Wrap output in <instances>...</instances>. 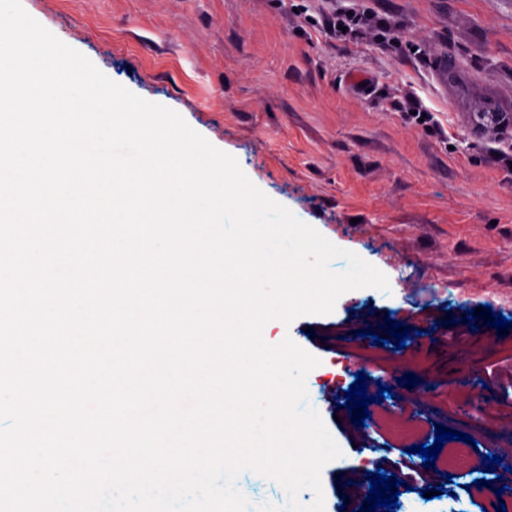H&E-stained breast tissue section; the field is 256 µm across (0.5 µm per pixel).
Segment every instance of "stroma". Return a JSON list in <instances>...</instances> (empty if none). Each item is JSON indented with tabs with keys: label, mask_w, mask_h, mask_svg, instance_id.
<instances>
[{
	"label": "stroma",
	"mask_w": 512,
	"mask_h": 512,
	"mask_svg": "<svg viewBox=\"0 0 512 512\" xmlns=\"http://www.w3.org/2000/svg\"><path fill=\"white\" fill-rule=\"evenodd\" d=\"M26 12L83 53L113 81L179 113L216 148L234 156L267 196L334 245L384 272L390 291L343 294L329 315L268 322L271 344L291 338L320 363L308 400L343 451L321 472L325 512L364 500L383 444L392 459L419 461L410 446L433 444L439 429L462 434L468 464L438 463L439 496H400L396 512H497L485 472L488 449L506 430L488 415L492 363L512 355V328L486 332L492 315L512 321V125L484 126L486 112L512 114V0H21ZM352 10L391 28L337 35L335 13ZM363 75L366 86L351 84ZM415 98L430 120L404 104ZM469 352L439 344L448 320L466 327ZM423 330L401 355L374 345L367 327L385 319ZM349 337L346 354L319 350L324 336ZM378 384L412 373L400 404L417 431L375 403L374 426L350 430L360 411L336 398L357 372ZM468 373L485 400L458 424ZM484 481L481 497L466 485ZM251 506L284 507L274 480L242 472Z\"/></svg>",
	"instance_id": "1"
}]
</instances>
